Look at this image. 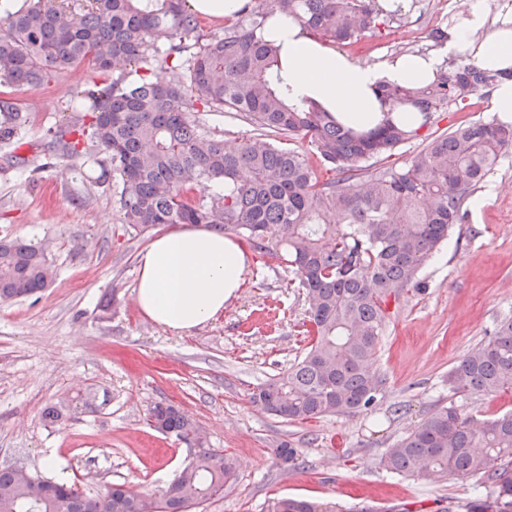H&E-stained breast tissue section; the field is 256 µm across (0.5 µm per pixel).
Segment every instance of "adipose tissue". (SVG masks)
<instances>
[{
	"label": "adipose tissue",
	"mask_w": 512,
	"mask_h": 512,
	"mask_svg": "<svg viewBox=\"0 0 512 512\" xmlns=\"http://www.w3.org/2000/svg\"><path fill=\"white\" fill-rule=\"evenodd\" d=\"M444 50L407 54L377 64H357L309 36L295 19L270 18L266 40L280 48L285 84L340 122L366 132L392 120L412 131L423 121L413 109H393L380 85L415 86L432 81L445 58L493 71L512 69V7L492 9L489 0H467L445 28ZM247 270L243 248L223 232L191 224L161 235L138 257L137 304L155 323L181 333L210 321L240 288Z\"/></svg>",
	"instance_id": "adipose-tissue-1"
}]
</instances>
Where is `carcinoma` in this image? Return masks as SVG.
<instances>
[{"label":"carcinoma","mask_w":512,"mask_h":512,"mask_svg":"<svg viewBox=\"0 0 512 512\" xmlns=\"http://www.w3.org/2000/svg\"><path fill=\"white\" fill-rule=\"evenodd\" d=\"M187 0H42L5 15L0 25V85L37 88L88 63L112 81L84 94L90 121L60 128L64 156L85 137L109 154L121 180L124 223L139 233L161 224H212L251 247L281 255L308 300L304 357L268 379L251 397L289 422L351 415L383 396L374 369L387 321V301L419 285L423 263L465 217L486 175L512 149V127L495 119L439 134L422 132L444 107L457 112L492 86L500 73L455 63L424 87L380 86L382 100L424 115L405 131L387 120L357 132L313 100H293L275 77L279 50L258 36L279 13L300 21L314 38L351 44L381 31L402 9L378 0H260L244 7L224 34L199 41L200 23ZM166 62L170 76H153ZM233 112L253 127L232 143L216 139L193 112ZM280 137L290 146L271 141ZM421 149L401 166L388 163L402 143ZM375 160L369 169L365 162ZM334 172L319 179L314 164ZM220 182L205 200L196 187ZM54 270L44 251L18 239H0V300L26 298L47 288ZM451 395L512 392V316L476 343L448 371ZM154 427L198 447L162 493H134L120 483L85 493L71 483L0 469V512H203L224 495L236 463L203 446L199 426L182 409L158 402ZM398 475L434 482L481 479L466 512H512V410L479 429L455 405L437 407L420 426L395 440L381 460ZM268 512H329L301 497L271 500Z\"/></svg>","instance_id":"cac0c4a2"}]
</instances>
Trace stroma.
<instances>
[{
    "instance_id": "obj_1",
    "label": "stroma",
    "mask_w": 512,
    "mask_h": 512,
    "mask_svg": "<svg viewBox=\"0 0 512 512\" xmlns=\"http://www.w3.org/2000/svg\"><path fill=\"white\" fill-rule=\"evenodd\" d=\"M464 6L415 0L400 20L410 33L403 44L385 30L343 51L371 64L432 51L430 30ZM101 80L85 64L36 89L0 85V102L23 117L0 142V238L41 247L56 269L46 290L0 302V468L91 491L124 483L161 492L196 450L151 425L150 407L170 401L200 424L207 447L237 460L223 497L205 512H266L280 495L319 500L332 512H441L449 501L466 503L476 478L434 483L387 472L381 460L447 402L477 427L512 410L510 392L452 398L447 382L455 362L512 315V151L479 188L484 204L422 265L421 290L389 300L375 362L383 399L353 415L286 423L251 395L309 348L300 335L304 293L282 260L254 251L237 297L206 324L179 335L140 311L138 256L154 233L124 224L119 177L102 174L106 152L63 157L53 147L57 129L77 118L67 109L72 91ZM22 143L29 150L19 162ZM88 392L96 396L91 408L80 401ZM59 402L63 420H45ZM284 441L299 450L291 468L274 453Z\"/></svg>"
}]
</instances>
